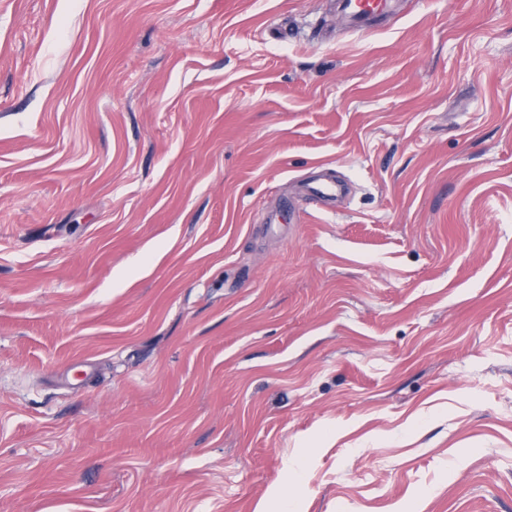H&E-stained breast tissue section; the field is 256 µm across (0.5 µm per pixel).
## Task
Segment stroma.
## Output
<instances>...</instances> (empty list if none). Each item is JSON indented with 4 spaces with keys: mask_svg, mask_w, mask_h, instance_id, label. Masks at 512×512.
Instances as JSON below:
<instances>
[{
    "mask_svg": "<svg viewBox=\"0 0 512 512\" xmlns=\"http://www.w3.org/2000/svg\"><path fill=\"white\" fill-rule=\"evenodd\" d=\"M400 10L0 0V512H512V0ZM340 9L352 23L354 32L364 30V25L379 16L389 13L388 0H342ZM303 483L302 471L296 472L294 481L288 486V490L281 488L271 489L267 495L259 501L254 512H288L294 495L299 493Z\"/></svg>",
    "mask_w": 512,
    "mask_h": 512,
    "instance_id": "obj_1",
    "label": "stroma"
}]
</instances>
